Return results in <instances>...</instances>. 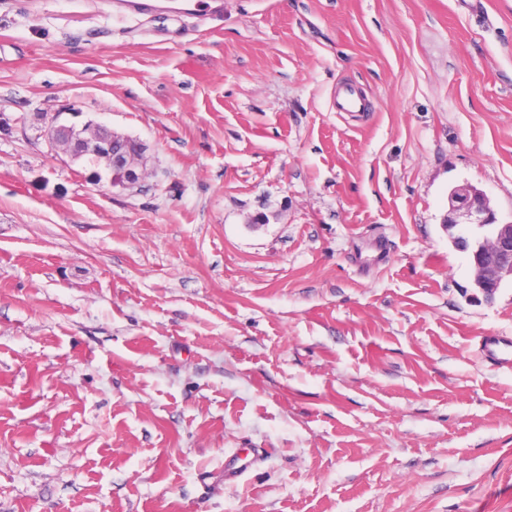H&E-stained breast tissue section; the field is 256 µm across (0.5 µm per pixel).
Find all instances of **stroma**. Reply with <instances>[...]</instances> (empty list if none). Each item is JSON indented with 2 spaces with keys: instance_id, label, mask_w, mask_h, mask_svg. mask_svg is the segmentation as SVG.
I'll use <instances>...</instances> for the list:
<instances>
[{
  "instance_id": "1",
  "label": "stroma",
  "mask_w": 512,
  "mask_h": 512,
  "mask_svg": "<svg viewBox=\"0 0 512 512\" xmlns=\"http://www.w3.org/2000/svg\"><path fill=\"white\" fill-rule=\"evenodd\" d=\"M0 0V512H512V0ZM346 83L365 113L336 111ZM146 145L137 191L44 136ZM239 448L260 455L224 476ZM206 0H179L178 7L163 5V0H108L105 1L107 11L112 14V19L128 20L135 15L147 12H172L177 15H200L202 12L210 11L204 9ZM448 229L460 227L452 243L467 253L473 284L491 301L503 283L512 282V221L501 223L489 198L462 184L448 193ZM482 359L499 369H512V336H485L479 345Z\"/></svg>"
}]
</instances>
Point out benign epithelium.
<instances>
[{
    "mask_svg": "<svg viewBox=\"0 0 512 512\" xmlns=\"http://www.w3.org/2000/svg\"><path fill=\"white\" fill-rule=\"evenodd\" d=\"M50 139L65 155L91 153L112 170V186L139 189L148 175L143 149L117 135L105 124L59 122ZM460 228L452 243L467 253L473 284L485 301L492 300L507 279H512V221L501 223L489 198L477 187L462 184L448 193V228Z\"/></svg>",
    "mask_w": 512,
    "mask_h": 512,
    "instance_id": "benign-epithelium-1",
    "label": "benign epithelium"
}]
</instances>
